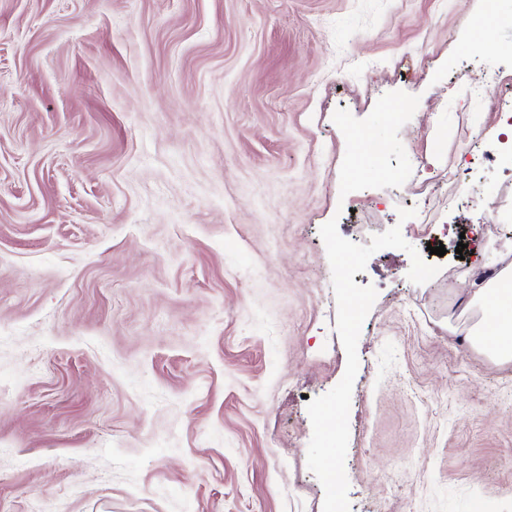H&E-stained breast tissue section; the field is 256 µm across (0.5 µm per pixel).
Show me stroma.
Wrapping results in <instances>:
<instances>
[{
  "label": "stroma",
  "instance_id": "stroma-1",
  "mask_svg": "<svg viewBox=\"0 0 512 512\" xmlns=\"http://www.w3.org/2000/svg\"><path fill=\"white\" fill-rule=\"evenodd\" d=\"M488 0H0V512H322L310 399L346 353L320 228L370 245L350 512H512V360L464 262L512 263ZM419 96L395 188L341 195L332 117ZM466 171L465 184L449 180ZM501 196L498 213L486 199ZM425 223L400 220L413 201ZM487 225L479 251L461 233ZM444 246V256L431 247Z\"/></svg>",
  "mask_w": 512,
  "mask_h": 512
}]
</instances>
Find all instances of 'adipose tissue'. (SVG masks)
<instances>
[{"label":"adipose tissue","instance_id":"1","mask_svg":"<svg viewBox=\"0 0 512 512\" xmlns=\"http://www.w3.org/2000/svg\"><path fill=\"white\" fill-rule=\"evenodd\" d=\"M482 319L471 334L474 344L503 358L512 357V265L479 289Z\"/></svg>","mask_w":512,"mask_h":512}]
</instances>
